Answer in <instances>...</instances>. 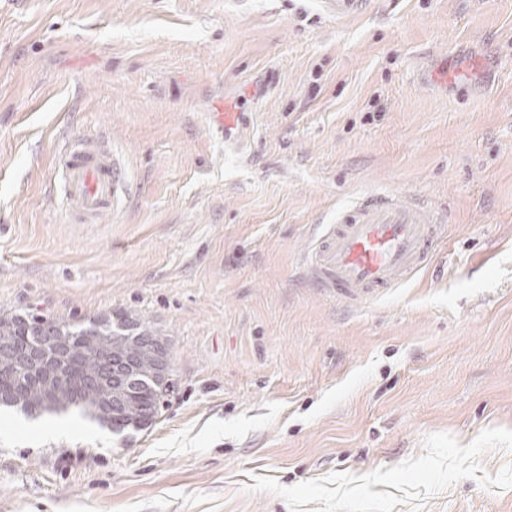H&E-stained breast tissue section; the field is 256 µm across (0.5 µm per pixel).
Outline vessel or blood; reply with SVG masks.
Listing matches in <instances>:
<instances>
[{
    "instance_id": "vessel-or-blood-1",
    "label": "vessel or blood",
    "mask_w": 512,
    "mask_h": 512,
    "mask_svg": "<svg viewBox=\"0 0 512 512\" xmlns=\"http://www.w3.org/2000/svg\"><path fill=\"white\" fill-rule=\"evenodd\" d=\"M60 169L62 202L84 221L110 212L128 192L125 168L104 145H68ZM440 225L423 203L394 192L370 195L337 211L308 265L320 287L337 297L354 306L372 302L426 267Z\"/></svg>"
}]
</instances>
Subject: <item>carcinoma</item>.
Listing matches in <instances>:
<instances>
[{
    "mask_svg": "<svg viewBox=\"0 0 512 512\" xmlns=\"http://www.w3.org/2000/svg\"><path fill=\"white\" fill-rule=\"evenodd\" d=\"M55 326L64 336L71 337L73 358L69 374L81 382L77 388L69 387L57 392L51 403L43 400L41 390L36 386L26 389L14 388L11 365L0 361V394H12L30 406H36L41 413L67 414L78 412L88 415L100 425L110 428L115 433L127 430H139L137 424L148 426L155 421L159 402L155 390L158 385L151 379L153 359L148 354L136 358L139 368L138 381L126 394L128 407L120 409L105 417L99 412V389L89 383L100 368L99 360L103 354L120 345L132 346L153 337L151 329L132 315H124L117 324H112V317L104 316L87 323L72 319H46L41 317L14 315L10 318L0 317V336L15 344H23L39 335L42 328Z\"/></svg>",
    "mask_w": 512,
    "mask_h": 512,
    "instance_id": "cac0c4a2",
    "label": "carcinoma"
}]
</instances>
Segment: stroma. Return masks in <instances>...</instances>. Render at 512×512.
I'll use <instances>...</instances> for the list:
<instances>
[{
    "instance_id": "obj_1",
    "label": "stroma",
    "mask_w": 512,
    "mask_h": 512,
    "mask_svg": "<svg viewBox=\"0 0 512 512\" xmlns=\"http://www.w3.org/2000/svg\"><path fill=\"white\" fill-rule=\"evenodd\" d=\"M67 138L127 171L97 222ZM390 191L444 212L430 264L316 288L323 225ZM12 314L135 315L174 388L128 435L1 409L0 512H512V0H0Z\"/></svg>"
}]
</instances>
